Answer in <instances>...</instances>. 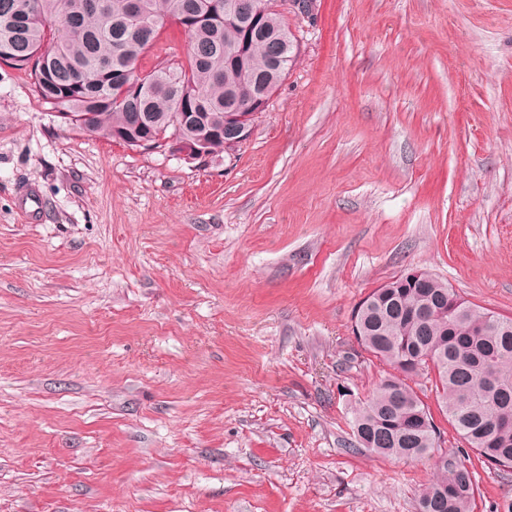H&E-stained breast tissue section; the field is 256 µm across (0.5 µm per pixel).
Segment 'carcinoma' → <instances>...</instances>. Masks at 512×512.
Listing matches in <instances>:
<instances>
[{
  "instance_id": "1",
  "label": "carcinoma",
  "mask_w": 512,
  "mask_h": 512,
  "mask_svg": "<svg viewBox=\"0 0 512 512\" xmlns=\"http://www.w3.org/2000/svg\"><path fill=\"white\" fill-rule=\"evenodd\" d=\"M0 0V63L30 76L37 101L61 115L64 131L110 141L134 126L147 134L171 132L181 112L202 113L192 135L214 131L211 154L224 152V100L236 89L249 101L262 84L278 87L285 72L271 67L277 40L287 39L286 65L294 43L280 14L267 13L266 31L242 45L238 26L224 13L202 12V0H26L3 13ZM188 36L186 60L162 59L144 72L139 61L168 25ZM122 68L119 82L112 70ZM448 284L419 269L372 290L358 305L353 331L364 349L393 369L354 413L361 447L374 441L381 456L417 460L434 455L437 429L423 401L406 379L419 373L421 356L433 352L437 400L455 430L483 463L512 468V318L457 299L452 314L423 321L420 312L437 306ZM471 472L441 457L435 476L418 499V512H475Z\"/></svg>"
}]
</instances>
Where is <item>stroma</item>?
<instances>
[{
    "mask_svg": "<svg viewBox=\"0 0 512 512\" xmlns=\"http://www.w3.org/2000/svg\"><path fill=\"white\" fill-rule=\"evenodd\" d=\"M252 135L63 132L0 64V512H416L360 449L357 304L422 268L512 317V0H313ZM475 512L512 499L412 382ZM120 140L124 141L128 146L129 144H136L137 148L135 150L167 152L174 156H179L188 162L202 161L209 157L204 135L191 141L182 138L177 131L166 138L144 136L138 139L126 138Z\"/></svg>",
    "mask_w": 512,
    "mask_h": 512,
    "instance_id": "stroma-1",
    "label": "stroma"
}]
</instances>
